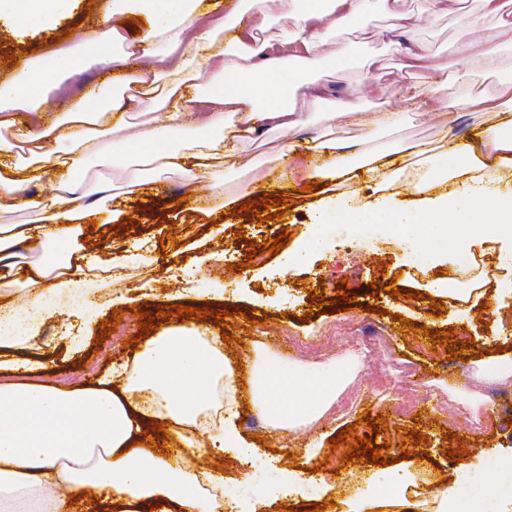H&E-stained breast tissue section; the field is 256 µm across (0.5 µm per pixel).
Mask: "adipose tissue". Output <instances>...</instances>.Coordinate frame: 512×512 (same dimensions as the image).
<instances>
[{"label":"adipose tissue","mask_w":512,"mask_h":512,"mask_svg":"<svg viewBox=\"0 0 512 512\" xmlns=\"http://www.w3.org/2000/svg\"><path fill=\"white\" fill-rule=\"evenodd\" d=\"M379 5L391 21L376 36L382 43L408 37L406 56L425 67V79L405 87L403 101L426 112L467 109L496 118L483 149L448 154V180L439 189L423 178L408 194L399 187L405 175L402 157L372 155L359 166L334 134L314 138L308 151L326 161L322 179L352 183L367 178L373 194L364 209L384 213L385 232L396 242L414 236L427 252L464 248L470 239L495 237L512 241V199L501 183L512 179V90L492 87L474 93L477 76L496 77L504 60L500 44L484 37L487 19L502 15L506 0H478L460 30L466 63L448 67L431 63L429 47L415 39L422 13L405 0H241L223 25L206 19L204 0H91L99 18L89 32L97 50L93 60L62 53L71 71L93 63L117 74L119 84L108 99L86 94L66 112L44 119L43 83L50 56L26 61L22 74L0 79V127L11 130L0 141V201L19 200L24 188L51 178V192L39 200L42 224L0 228V349H21L39 334L46 298L64 300L82 286L92 270L128 277L129 267L111 249L85 250L84 226L97 207L83 203L75 181L109 132L113 116L150 101L159 117L139 126L129 155L144 173H179L205 177L214 149L225 164L241 165L244 140L270 130H290L303 114L288 96L301 90L313 103L324 102L321 83L301 80L295 64L336 66L347 47L326 46L340 22L360 20ZM65 0H0V25L30 21L51 24ZM133 14L150 19L146 34L124 38L113 22ZM250 24H242V16ZM134 82L137 95L125 96L121 85ZM29 113L25 126L15 115ZM207 127L222 131L220 146L197 139L178 147L164 142L169 129ZM73 255L59 262V243ZM38 252L36 263H16L19 249ZM26 295L29 319L20 331L11 326L17 313L16 292ZM254 406L271 428L294 429L316 418L336 397L341 380L335 367L312 374L284 363L267 349L253 357ZM232 369L220 337L194 325L162 327L135 353L130 363L110 368L95 385L63 390L44 383L0 385V512H69V503L93 491L97 512H241L237 500L225 499L223 471L198 463L203 453L236 459L250 467L260 457L257 446L237 429V411L222 403L224 379ZM154 420L170 425V454L139 442ZM206 434L208 446L198 436ZM420 476L415 465L386 473L366 471L345 488L341 512H378L380 487L406 488Z\"/></svg>","instance_id":"1"}]
</instances>
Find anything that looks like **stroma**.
<instances>
[{
  "instance_id": "obj_1",
  "label": "stroma",
  "mask_w": 512,
  "mask_h": 512,
  "mask_svg": "<svg viewBox=\"0 0 512 512\" xmlns=\"http://www.w3.org/2000/svg\"><path fill=\"white\" fill-rule=\"evenodd\" d=\"M412 6L424 16L420 35L428 43L435 63L461 64L464 56L458 50L459 19L464 10L475 8V0H468L462 9L449 0H413ZM385 22V17L370 16L360 24H347L340 29L344 40L359 42L364 49L381 54L382 69L369 73L351 61L333 70L316 66L313 74L323 84L327 97L362 98L370 112L377 111L379 100L363 98L362 91L367 83L377 84L380 100L389 101L392 111L402 115L396 125L379 129L368 137L349 118L331 116L329 106L311 109V122L301 129L245 141L243 156L252 161V168L219 164L206 179L193 183L176 174L156 176L151 190L123 203L119 212L106 218L104 225L87 226L85 235L89 247H97L101 242L111 245L112 256L118 260L132 247L147 243V262L133 272L136 289L131 296L136 305L182 304L230 310L229 342L224 346V354L242 362L243 367L251 363L255 344L261 343L310 370L313 362L292 346V339L311 346L323 337L335 335L342 324L351 336L371 323L385 327L392 348L388 375L368 368L359 373L347 360L336 361L346 371L345 382L356 378L361 381V404L354 414L333 422L323 420L296 433H273L265 420H251L243 411L250 400L243 385V367L235 371L234 380L226 385L224 393L241 410V432L265 440L267 454L277 458L281 466H302L305 448L314 444L319 456L327 460L324 474L335 476L340 485L354 483L370 468L369 462L361 459L342 466L340 458L346 454L347 445L336 449L330 446L331 438L340 430L353 424L358 436L371 437L361 420L367 413L381 415L386 429L379 437H371L372 444L387 446L389 455L398 457L407 430L420 429L425 440L411 445L410 451L419 458L423 475L418 490L426 499L435 483L454 482L460 475L458 463L448 455L456 445L458 424L434 401L399 412L392 377L403 368H413L427 385L447 391L461 409L482 411L486 428L471 436V447L493 452L512 448V412L504 410L501 404L482 401L477 394L479 387L490 382L489 376L482 374V366L494 360L496 350L512 349V292L490 283L471 300L462 301L431 288L443 274L458 270L467 256H475L491 268L500 263L506 252L500 241L480 238L474 240L470 252L450 253L435 267L421 248L400 247L384 240L377 230L369 236H359L356 225L376 227L383 221L381 214L355 208L358 199L369 194L366 184L335 187L323 181L317 190L306 191L307 169L321 163L311 153L294 157V171L288 173L287 181L276 180L285 171L283 159L289 142H305L324 129L351 144L352 161L357 165L365 156L398 154L416 143L427 144L437 152L447 151L449 139L456 137L479 144L481 132L493 122L491 116L467 111L452 116L444 112L426 115L403 105L402 91L419 72L408 66L403 44L385 45L377 40L375 32ZM93 25L85 0H73L71 11L54 24L15 30L0 27V73L13 69L5 60L9 54L40 56L66 46L82 48L83 36ZM92 87L102 96L111 94L107 85L99 83L98 72L91 66L55 78L44 89L48 113H63L71 96ZM153 117L146 106L117 117L113 132L101 140L98 153L92 154L79 176L85 187L102 181L121 187L136 179L135 169L126 162L127 147L137 125ZM263 194L284 195L292 203L290 211L269 223H244L231 215L229 202L240 205ZM126 221L132 222V229H123ZM317 224L323 225L330 248L316 244L307 252H298V242L310 237ZM285 232L291 234V242L278 253L267 251L269 239ZM253 243L258 244L259 250L250 258L246 251ZM193 258L200 260L202 272L187 282L173 279L171 269ZM239 262L244 263V270L229 272V265ZM392 281L401 289V298L383 292L378 299H371L372 284L386 285ZM345 284L356 294L359 309L303 321V313L310 309L309 289H316L318 295L330 301ZM371 303L376 306L372 312L367 309ZM437 303L443 308L438 319L431 313ZM64 305L83 308L87 320L84 332L63 336L60 321L48 316L34 344L20 352L21 357L45 363L42 382L63 389L86 386L96 383L112 364L131 361L138 349L133 338L139 333V315L127 312L118 317L110 308L84 306L75 292L67 296ZM255 310L267 314L268 322L261 326L247 324L246 314ZM404 317L415 324L414 331L405 335L400 332V320ZM109 319L115 320L116 328L105 337L100 327ZM428 329L452 332L455 343L466 341L470 347L457 356L449 355L444 347L432 351L424 335Z\"/></svg>"
}]
</instances>
